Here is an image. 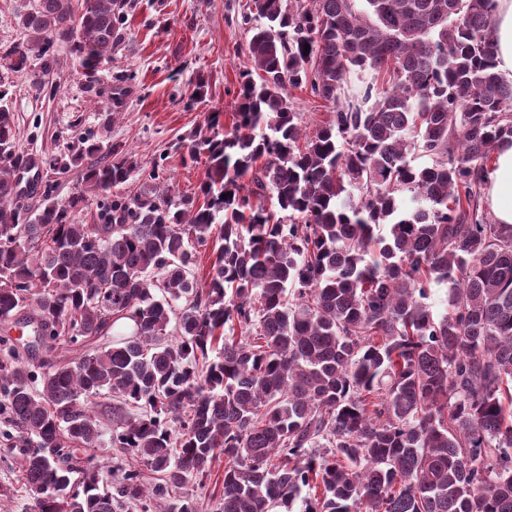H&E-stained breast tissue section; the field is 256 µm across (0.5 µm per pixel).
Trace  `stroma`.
<instances>
[{
  "label": "stroma",
  "mask_w": 512,
  "mask_h": 512,
  "mask_svg": "<svg viewBox=\"0 0 512 512\" xmlns=\"http://www.w3.org/2000/svg\"><path fill=\"white\" fill-rule=\"evenodd\" d=\"M122 38L101 73L104 84L121 89L112 106V124L103 128L97 105L83 94L82 76L66 45L55 92L35 96L28 77L16 80L12 98L17 142L22 151L53 154L65 145L63 133L75 120L106 142L135 153L142 163L168 153L176 193L197 192L205 163L185 165L181 149L205 128L212 112L230 128L249 39L240 20L252 0H127ZM208 84L205 98L187 106L197 78Z\"/></svg>",
  "instance_id": "stroma-1"
}]
</instances>
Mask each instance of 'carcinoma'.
Returning a JSON list of instances; mask_svg holds the SVG:
<instances>
[{
  "mask_svg": "<svg viewBox=\"0 0 512 512\" xmlns=\"http://www.w3.org/2000/svg\"><path fill=\"white\" fill-rule=\"evenodd\" d=\"M365 2L255 0L231 129L214 112L188 146L206 158L192 196L161 188L167 156L144 166L89 133L51 159L18 148L15 78L36 62L35 89L58 88L55 40L112 100L100 71L127 3L19 11L27 39L0 51V321L37 340L6 348L0 413L32 512H198L180 490L219 453V512H512V225L484 206L512 145L496 3ZM367 69L386 85L341 105ZM303 85L336 107L311 135L288 96ZM87 158L58 201L52 175ZM135 176L139 192H112ZM61 343L76 359L31 366ZM106 445L110 489L91 454Z\"/></svg>",
  "mask_w": 512,
  "mask_h": 512,
  "instance_id": "cac0c4a2",
  "label": "carcinoma"
}]
</instances>
